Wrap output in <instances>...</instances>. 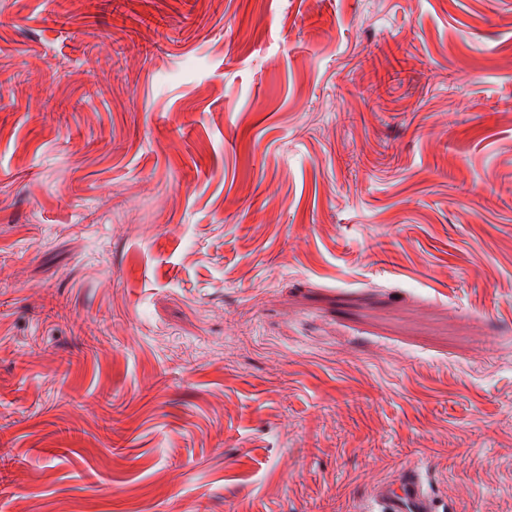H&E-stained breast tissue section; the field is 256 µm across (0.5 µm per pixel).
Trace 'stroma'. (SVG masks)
I'll list each match as a JSON object with an SVG mask.
<instances>
[{
  "mask_svg": "<svg viewBox=\"0 0 512 512\" xmlns=\"http://www.w3.org/2000/svg\"><path fill=\"white\" fill-rule=\"evenodd\" d=\"M0 512H512V0H0ZM370 498L377 502V512H438L419 473L413 470L405 471L392 483L379 485Z\"/></svg>",
  "mask_w": 512,
  "mask_h": 512,
  "instance_id": "35a3bbf8",
  "label": "stroma"
}]
</instances>
